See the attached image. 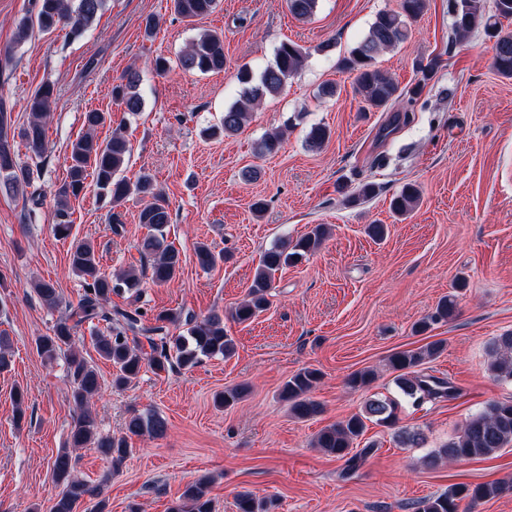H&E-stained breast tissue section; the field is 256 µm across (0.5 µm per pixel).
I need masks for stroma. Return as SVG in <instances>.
I'll list each match as a JSON object with an SVG mask.
<instances>
[{
  "label": "stroma",
  "instance_id": "1",
  "mask_svg": "<svg viewBox=\"0 0 512 512\" xmlns=\"http://www.w3.org/2000/svg\"><path fill=\"white\" fill-rule=\"evenodd\" d=\"M398 4L319 0L315 16L301 21L284 0H220L210 15L188 21L171 11L170 0H105L81 37L59 30L22 40L18 22L33 0H0V50H15L0 71V99L14 127L27 123L26 100L41 83L58 91L45 154L34 157L23 141L15 143L18 162L40 168L39 179L21 194L0 186V335L10 343V364L0 371V512H50L51 466L76 419L64 357L47 360L35 347L61 313L41 305L34 284L53 282L73 304L83 292L69 269L72 239L55 237L51 222L68 146L86 132L84 116L92 110L112 117L97 128L99 138L122 126L131 148L126 177L149 174L166 195L168 238L182 255L174 282L113 296L114 306L198 318L229 312L246 298L266 250L312 225L329 229L317 252L276 273L266 312L245 324L225 320L236 343L231 358L160 374L146 369L117 389L111 362L93 346L94 323L77 328L74 347L103 386L93 405L100 432L124 435L135 411L152 410L167 421L164 437H132L133 452L117 471L97 449L79 450L77 474L100 488L105 512H168L185 485L204 474L213 478L215 512H236L235 496L244 488L275 498V512H417L421 499L452 485L512 478V447L480 460L425 463L471 415L512 400V381L487 369L492 340L512 331V79L491 68L492 37L477 29L456 38L448 0H427L407 42L377 58L402 89L423 82L409 120L362 113L338 61L378 12ZM149 16L160 20L150 35ZM207 30L224 36L223 71L183 69L182 51ZM285 41L307 49L302 68L253 109L240 133H217L225 108L240 97L241 73L259 76ZM328 41L333 50L321 51ZM159 56L168 62L161 72L150 66ZM128 69L142 76L144 105L135 114L112 98ZM327 85L335 86L334 96L322 95ZM317 125L330 137L313 149L307 135ZM275 131L282 134L277 153L258 154L259 142ZM248 168L258 170L257 179H243ZM367 182L376 184V194L356 200ZM410 183L420 201L409 215L394 217L390 202ZM143 205L128 198L116 231L107 200L87 189L68 204L72 238L94 244L105 273L142 271L149 264L141 250ZM378 223L387 227L380 242L366 232ZM202 243L224 255L208 271L196 263ZM451 292L455 317L416 332ZM437 340L445 341L444 351L420 371L450 381L459 395L413 405L389 360ZM306 367L322 374L313 396L324 411L299 420L279 391ZM362 370L373 372V382L350 388L348 376ZM243 383L250 391L239 403L215 404L217 394ZM19 390L25 400L18 406ZM372 397L398 401L400 426L421 430L425 440L405 447L394 429L367 422L354 443L364 455L347 477L343 461L313 440Z\"/></svg>",
  "mask_w": 512,
  "mask_h": 512
}]
</instances>
